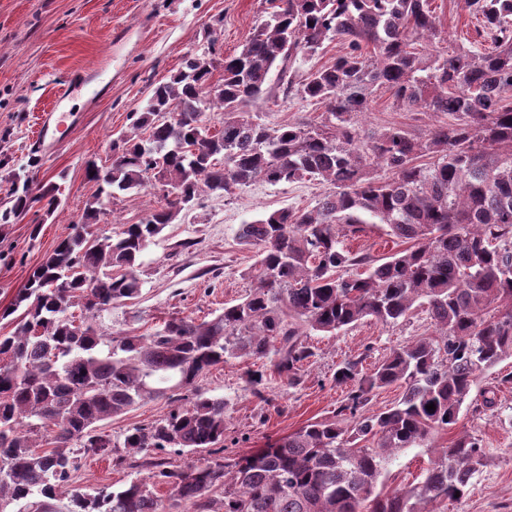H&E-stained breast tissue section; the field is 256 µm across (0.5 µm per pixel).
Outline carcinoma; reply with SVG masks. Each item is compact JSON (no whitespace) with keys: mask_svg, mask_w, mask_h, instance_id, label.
<instances>
[{"mask_svg":"<svg viewBox=\"0 0 512 512\" xmlns=\"http://www.w3.org/2000/svg\"><path fill=\"white\" fill-rule=\"evenodd\" d=\"M269 3L240 52L190 54L152 89L130 133L112 142L111 164L87 165L99 195L83 221L0 312L14 324L0 335V512H168L169 498L184 512H429L462 500L484 467L479 439L461 431L431 450L423 481L384 491L399 450L455 429L465 408L476 419L495 412L512 384L508 373L467 404L479 375L512 358V0H465L485 46L453 54L414 48L441 37L430 0ZM334 40L345 52L332 64L300 78L290 70ZM275 66L285 96L325 108L320 125L271 126L251 114L268 98ZM380 88L393 91L398 110L453 122L423 137L400 127L364 135L360 119ZM215 107L224 118L209 134L201 123ZM306 177L327 186L316 206L239 227V244L256 257L245 271L253 287L238 303L209 321L172 318L149 336L101 331L102 312L139 295L136 263L150 240L202 194ZM161 180L173 195L166 207L87 232L104 199ZM61 195L56 183L37 194L17 186L0 204V223L38 203L51 215ZM364 224L412 245L383 262L354 253L338 227L356 234ZM353 266L364 271L341 274ZM418 308L433 333L391 349L369 373L361 359L345 360L334 380L351 389L335 415L249 455L221 456L227 404L199 392L133 427L119 447L100 428L149 400L181 397L231 358L272 355V372L295 384L312 356L310 333L334 335L364 319L394 326ZM392 386L402 397L367 413L373 392ZM170 448L209 457L176 467L164 457ZM87 459L145 465L150 475L88 494L71 486Z\"/></svg>","mask_w":512,"mask_h":512,"instance_id":"cac0c4a2","label":"carcinoma"}]
</instances>
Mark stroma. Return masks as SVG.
<instances>
[{"instance_id":"obj_1","label":"stroma","mask_w":512,"mask_h":512,"mask_svg":"<svg viewBox=\"0 0 512 512\" xmlns=\"http://www.w3.org/2000/svg\"><path fill=\"white\" fill-rule=\"evenodd\" d=\"M432 6L442 37L420 43V50L451 52L475 39L478 22L464 0H432ZM268 7L267 0H0V197L18 180L34 188L59 180L64 187L53 217L39 225L30 212L0 232V309L14 301L32 268L81 221L97 192L85 176L87 162L110 164L112 138L131 125L132 113L144 109L152 87L179 70L187 55L204 53L209 45L225 55L238 52ZM55 105L69 113L68 126L56 147L43 150L35 143L39 117ZM322 113V107L280 94L257 110L270 125L315 124ZM447 121L440 114L396 110L390 91L382 89L362 124L367 130L397 126L420 136ZM325 191L316 180L257 181L229 198L204 196L151 240L138 260L140 296L103 312L101 331L146 335L173 317L213 319L251 287L243 272L254 256L237 242L240 225L286 207H313ZM164 203L161 190L153 187L120 193L100 220L133 224ZM346 244L375 259L406 247L379 224L365 225ZM432 331L421 309L391 327L365 320L333 336H308L312 355L299 382L268 380L263 398L247 390V364L241 359L211 368L195 388L226 400L225 453L239 456L332 416L349 391L334 381L343 361L358 358L363 370H371L390 348ZM174 407L173 400L158 398L104 421L103 427L118 444L128 430ZM457 428L477 435L486 464L461 501L435 505L434 512H512V387L500 392L497 416L476 420L466 414ZM429 449L399 451L387 467V489L422 481ZM135 475L132 469L89 461L76 473L74 485L92 493L119 487Z\"/></svg>"}]
</instances>
